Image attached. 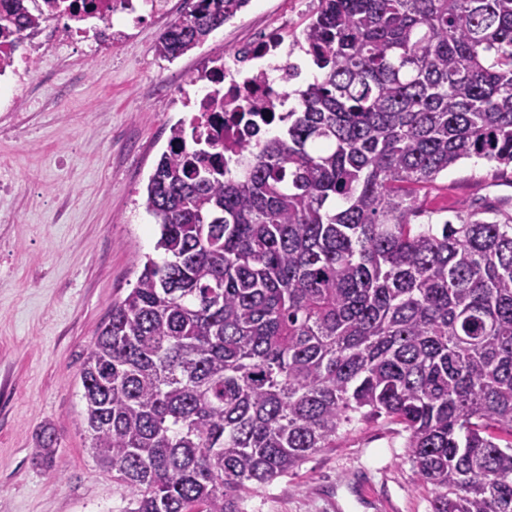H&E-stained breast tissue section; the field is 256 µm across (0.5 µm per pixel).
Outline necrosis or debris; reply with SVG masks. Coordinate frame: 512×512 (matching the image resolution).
<instances>
[{
    "instance_id": "4bbe7bcc",
    "label": "necrosis or debris",
    "mask_w": 512,
    "mask_h": 512,
    "mask_svg": "<svg viewBox=\"0 0 512 512\" xmlns=\"http://www.w3.org/2000/svg\"><path fill=\"white\" fill-rule=\"evenodd\" d=\"M64 11L46 13L25 30L17 45L0 43V112H15L38 58L50 47L70 43L92 56H108L130 37L119 23L136 18L139 0H64ZM295 54L277 26H254L249 39L228 49L223 61L196 73L182 98L191 123L221 134L224 159L234 162L243 142L263 141L275 130L276 107L290 93Z\"/></svg>"
}]
</instances>
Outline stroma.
<instances>
[{
    "mask_svg": "<svg viewBox=\"0 0 512 512\" xmlns=\"http://www.w3.org/2000/svg\"><path fill=\"white\" fill-rule=\"evenodd\" d=\"M317 8L302 0H250L232 22L174 61L153 45L147 19L122 51L89 58L47 51L18 112H0V512H120L125 490L92 457L79 373L114 302L134 288L157 230L145 189L179 118L171 96L244 38L249 27L288 17L301 34ZM512 201L501 180L464 159L422 190L424 209ZM59 436L60 465L36 463L43 428ZM398 425H358L335 447L274 480L249 512H428L424 486L404 457Z\"/></svg>",
    "mask_w": 512,
    "mask_h": 512,
    "instance_id": "1",
    "label": "stroma"
}]
</instances>
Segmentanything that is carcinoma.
I'll list each match as a JSON object with an SVG mask.
<instances>
[{"instance_id": "obj_1", "label": "carcinoma", "mask_w": 512, "mask_h": 512, "mask_svg": "<svg viewBox=\"0 0 512 512\" xmlns=\"http://www.w3.org/2000/svg\"><path fill=\"white\" fill-rule=\"evenodd\" d=\"M249 0H196L173 60ZM0 7V37L38 25ZM320 72L282 129L164 151L158 226L80 381L89 448L124 512L245 501L372 418L406 433L430 512H512V212L452 218L417 191L472 157L512 166V0H318ZM424 218L421 224L415 219ZM58 435L42 432L41 461Z\"/></svg>"}]
</instances>
